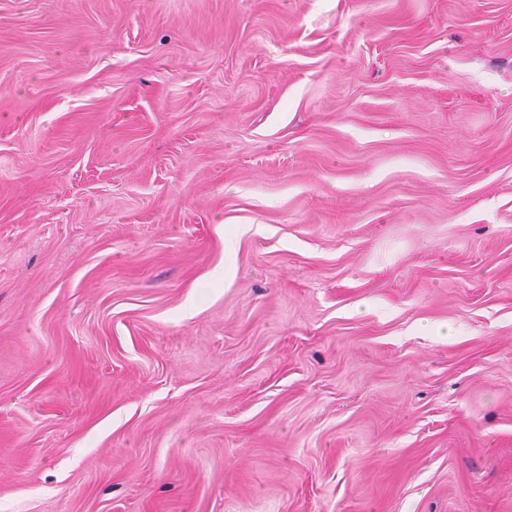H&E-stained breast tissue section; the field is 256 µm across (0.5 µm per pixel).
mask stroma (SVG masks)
<instances>
[{
  "instance_id": "stroma-1",
  "label": "stroma",
  "mask_w": 512,
  "mask_h": 512,
  "mask_svg": "<svg viewBox=\"0 0 512 512\" xmlns=\"http://www.w3.org/2000/svg\"><path fill=\"white\" fill-rule=\"evenodd\" d=\"M0 512H512V0H0Z\"/></svg>"
}]
</instances>
